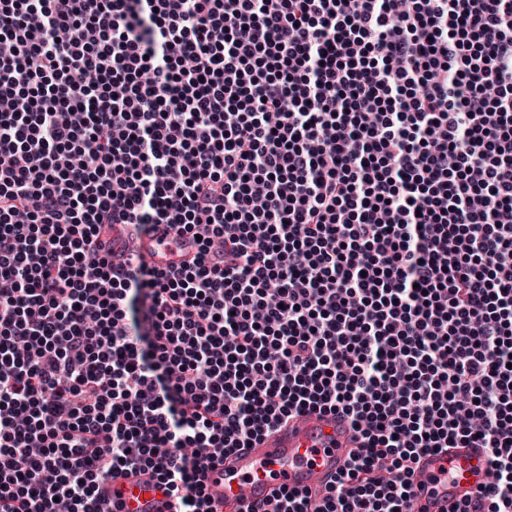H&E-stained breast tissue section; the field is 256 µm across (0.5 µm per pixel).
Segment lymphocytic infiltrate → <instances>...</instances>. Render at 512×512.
I'll list each match as a JSON object with an SVG mask.
<instances>
[{
    "mask_svg": "<svg viewBox=\"0 0 512 512\" xmlns=\"http://www.w3.org/2000/svg\"><path fill=\"white\" fill-rule=\"evenodd\" d=\"M318 408L362 446L271 512H410L459 447L512 512V0H0V512H206ZM164 231H167V234L164 238V242L160 243ZM175 237L174 231L164 224H159L157 229L152 228L148 234L143 235L141 248L137 253V257L149 266L160 268L167 267L171 264H179L184 260L190 259L195 253L191 240L187 237L182 238L185 244L179 252L174 244H166V242L172 241ZM98 495L112 512H183L181 501L165 492L151 470L112 473L99 486Z\"/></svg>",
    "mask_w": 512,
    "mask_h": 512,
    "instance_id": "f902f5d3",
    "label": "lymphocytic infiltrate"
}]
</instances>
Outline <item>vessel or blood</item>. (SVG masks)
Returning <instances> with one entry per match:
<instances>
[{"instance_id": "b4317fda", "label": "vessel or blood", "mask_w": 512, "mask_h": 512, "mask_svg": "<svg viewBox=\"0 0 512 512\" xmlns=\"http://www.w3.org/2000/svg\"><path fill=\"white\" fill-rule=\"evenodd\" d=\"M163 231L143 236L139 258L160 268L190 259L192 243L183 248L162 241ZM361 437L340 413L307 411L289 418L268 434L214 462L206 495L214 512H250L257 504L275 503L283 489H298L318 501L345 470ZM411 512H452L489 479L486 451L450 448L419 457L413 465ZM98 495L112 512H182L181 501L145 470L110 476Z\"/></svg>"}]
</instances>
